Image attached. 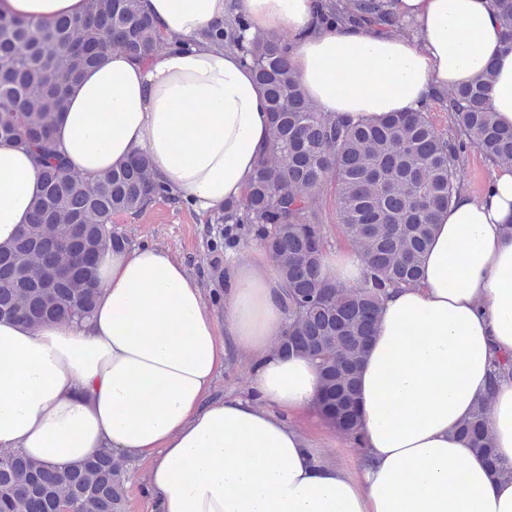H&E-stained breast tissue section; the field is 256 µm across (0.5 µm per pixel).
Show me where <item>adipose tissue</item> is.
<instances>
[{
    "mask_svg": "<svg viewBox=\"0 0 512 512\" xmlns=\"http://www.w3.org/2000/svg\"><path fill=\"white\" fill-rule=\"evenodd\" d=\"M316 0H141L170 37L195 39L236 9L250 33L293 37L291 68L323 112L354 121L414 112L436 90L483 76L486 104L512 126V42L493 0H396L406 39L319 30ZM84 0H0V19L53 25ZM269 137L263 94L239 53L206 45L149 63L113 49L69 91L54 139L89 181L133 153L200 215L241 200ZM42 191L26 151L0 142V245ZM97 304L70 324L0 321V449L52 469L102 449L147 465L157 512H512V164L492 166L437 218L418 284L387 291L359 367L361 425L345 462L334 425L292 423L320 396L315 364L275 345L288 331L276 262L251 243L224 312L167 251L103 250ZM250 367L248 396L211 395L228 355ZM502 475L456 434L477 404Z\"/></svg>",
    "mask_w": 512,
    "mask_h": 512,
    "instance_id": "1",
    "label": "adipose tissue"
}]
</instances>
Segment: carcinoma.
<instances>
[{
	"mask_svg": "<svg viewBox=\"0 0 512 512\" xmlns=\"http://www.w3.org/2000/svg\"><path fill=\"white\" fill-rule=\"evenodd\" d=\"M495 4L512 40V0ZM318 23L386 34L414 30L398 15L395 0H318ZM245 30L232 3L224 23L199 36L250 64L270 117L268 145L242 200L217 216L224 237L212 247L233 249L248 235L277 261L288 311V333L277 351L315 362L320 412L353 436L357 370L375 335L383 296L418 281L434 217L464 188L467 148L490 164L512 163V128L499 126L484 104L487 75L435 91L417 112L345 121L309 100L288 64V34L248 39ZM191 46L161 32L140 0H87L83 16L52 28L0 19V140L35 154L43 185L27 227L0 246V319L41 326L90 316L99 253L128 245L112 228L114 217L144 214L159 201L180 202L153 176L146 156L133 155L92 184L67 170L52 135L70 86L112 48L147 62L164 48ZM432 104L448 113L451 130H437ZM328 196L338 229L363 265L362 281L350 290L322 273L330 229L317 200ZM506 376L512 377V355L495 362L492 383ZM487 417V406H477L458 434L497 472ZM126 502L123 465L110 449L64 471L0 450V512H125Z\"/></svg>",
	"mask_w": 512,
	"mask_h": 512,
	"instance_id": "cac0c4a2",
	"label": "carcinoma"
}]
</instances>
